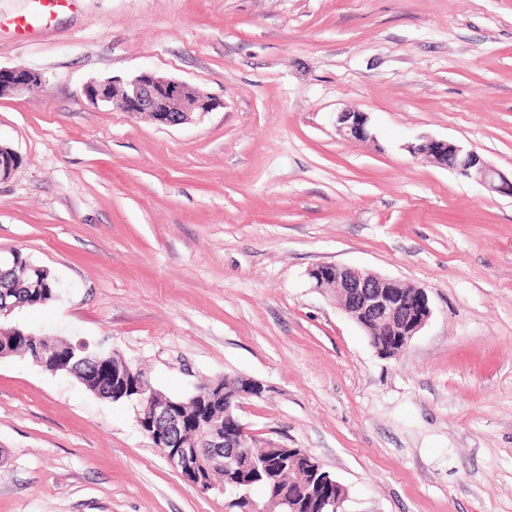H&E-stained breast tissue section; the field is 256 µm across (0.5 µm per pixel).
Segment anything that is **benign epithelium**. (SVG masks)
Listing matches in <instances>:
<instances>
[{"label":"benign epithelium","mask_w":512,"mask_h":512,"mask_svg":"<svg viewBox=\"0 0 512 512\" xmlns=\"http://www.w3.org/2000/svg\"><path fill=\"white\" fill-rule=\"evenodd\" d=\"M41 83L39 74L14 68L0 67V86L19 94L34 92ZM84 96L92 103L106 104L120 97L122 110L151 116L158 124L179 126L191 122L195 115L210 112L214 103L205 94L176 79L142 72L122 87L117 81L100 80L87 83ZM336 133L344 138L370 140L372 134L369 116L363 112H339L336 115ZM410 153L438 166L450 169L467 178H475L487 190L512 197V180L485 162L473 150L447 140L423 137L408 145ZM20 155L12 148H0V180L9 179L15 172ZM314 287L336 296L339 309L359 326L374 331L370 343L383 355L388 345L395 342L410 344L432 315L427 293L422 288L403 291V284L353 266L336 263L320 264L310 270ZM103 376L112 380V397L141 400V389L133 381L134 371L123 357L112 353L103 358L92 352ZM30 357L42 370L56 374L67 368V355L45 336L30 350ZM261 383L250 379L224 378L202 382L194 387L189 401L210 402L224 400L223 420L211 419L201 413L189 416L182 410L185 403L167 396H150L149 416L137 417L139 429L155 447L162 449L168 463L182 478L202 492L214 489L207 478L213 466H232L233 462L219 455L221 449L251 437L237 409L245 399L263 395ZM305 494L290 484L279 489L275 501L297 512Z\"/></svg>","instance_id":"7a95c632"}]
</instances>
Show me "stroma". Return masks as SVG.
I'll list each match as a JSON object with an SVG mask.
<instances>
[{
  "instance_id": "stroma-1",
  "label": "stroma",
  "mask_w": 512,
  "mask_h": 512,
  "mask_svg": "<svg viewBox=\"0 0 512 512\" xmlns=\"http://www.w3.org/2000/svg\"><path fill=\"white\" fill-rule=\"evenodd\" d=\"M0 0V256L59 280L8 324L120 353L172 396L244 377L257 443L300 448L344 512H512V197L413 157L420 137L512 178V0ZM150 70L210 96L167 127L95 105ZM367 113L372 140L340 137ZM322 263L425 289L378 355L313 288ZM188 484L136 409L0 357V512H230ZM41 83L39 74L14 68L0 67V86L7 91L27 94L34 92ZM336 132L344 138L370 140L373 138L370 130L369 116L363 112H339L336 115Z\"/></svg>"
}]
</instances>
